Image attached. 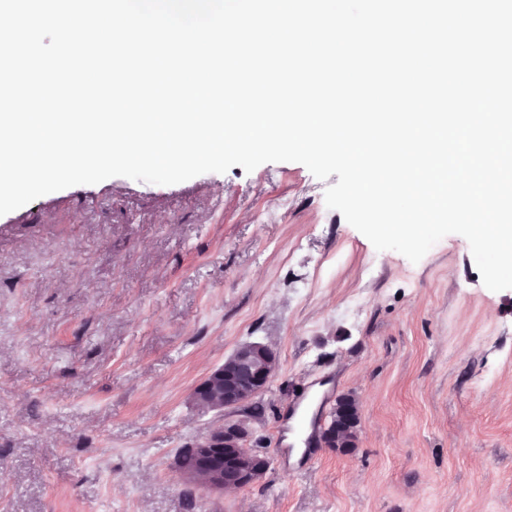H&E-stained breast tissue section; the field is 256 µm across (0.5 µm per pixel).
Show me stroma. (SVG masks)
Returning <instances> with one entry per match:
<instances>
[{
	"label": "stroma",
	"instance_id": "35a3bbf8",
	"mask_svg": "<svg viewBox=\"0 0 512 512\" xmlns=\"http://www.w3.org/2000/svg\"><path fill=\"white\" fill-rule=\"evenodd\" d=\"M337 181L113 177L0 216V512H512V289L458 234L376 250L327 207ZM246 342L278 362L249 405L270 468L221 494L172 464L223 424L189 393ZM350 395L336 401L333 422L324 432L325 443L339 452L346 453L355 447L361 416L357 402Z\"/></svg>",
	"mask_w": 512,
	"mask_h": 512
}]
</instances>
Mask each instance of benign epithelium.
I'll list each match as a JSON object with an SVG mask.
<instances>
[{
	"instance_id": "benign-epithelium-1",
	"label": "benign epithelium",
	"mask_w": 512,
	"mask_h": 512,
	"mask_svg": "<svg viewBox=\"0 0 512 512\" xmlns=\"http://www.w3.org/2000/svg\"><path fill=\"white\" fill-rule=\"evenodd\" d=\"M274 352L262 343L239 346L214 367L192 390L193 403L205 410L234 411L263 393L276 373ZM361 416L355 399L336 401L333 422L324 432L325 443L342 453L355 447ZM252 429L245 420H227L204 437L186 445L180 455L195 461L191 482L210 491L241 489L260 481L270 459L247 448Z\"/></svg>"
}]
</instances>
